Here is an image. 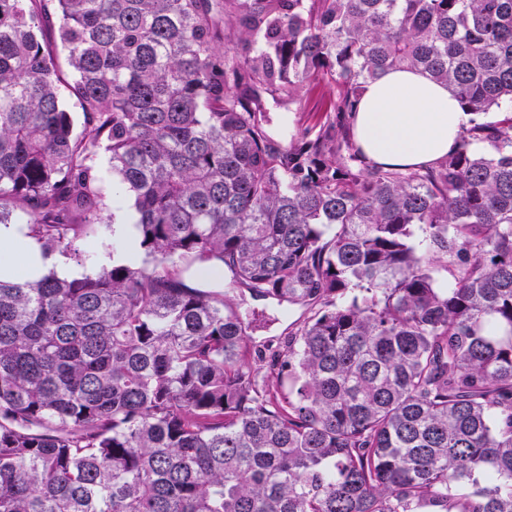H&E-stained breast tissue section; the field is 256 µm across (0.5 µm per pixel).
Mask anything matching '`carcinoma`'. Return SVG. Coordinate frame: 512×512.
Listing matches in <instances>:
<instances>
[{
  "instance_id": "carcinoma-1",
  "label": "carcinoma",
  "mask_w": 512,
  "mask_h": 512,
  "mask_svg": "<svg viewBox=\"0 0 512 512\" xmlns=\"http://www.w3.org/2000/svg\"><path fill=\"white\" fill-rule=\"evenodd\" d=\"M393 70L470 115L432 165L354 145ZM128 197L142 262L0 281V512H512V0H0V224L84 264ZM186 260L309 308L263 375ZM328 96L326 89L315 83L306 84L291 105L290 112L285 113L289 133L312 126L324 119Z\"/></svg>"
}]
</instances>
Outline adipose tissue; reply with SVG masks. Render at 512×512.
I'll list each match as a JSON object with an SVG mask.
<instances>
[{
	"instance_id": "ef3b65f1",
	"label": "adipose tissue",
	"mask_w": 512,
	"mask_h": 512,
	"mask_svg": "<svg viewBox=\"0 0 512 512\" xmlns=\"http://www.w3.org/2000/svg\"><path fill=\"white\" fill-rule=\"evenodd\" d=\"M468 120L445 86L414 70L391 71L369 84L352 117V137L368 163L416 169L454 150ZM56 262L27 237L24 225L0 224L1 280L20 269L36 280Z\"/></svg>"
}]
</instances>
